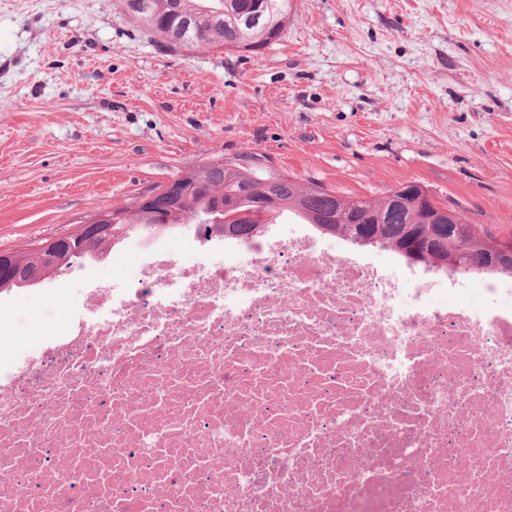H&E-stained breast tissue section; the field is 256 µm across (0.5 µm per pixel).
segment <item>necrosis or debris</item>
<instances>
[{"label": "necrosis or debris", "mask_w": 512, "mask_h": 512, "mask_svg": "<svg viewBox=\"0 0 512 512\" xmlns=\"http://www.w3.org/2000/svg\"><path fill=\"white\" fill-rule=\"evenodd\" d=\"M158 248L0 376L7 512H512V285L308 226Z\"/></svg>", "instance_id": "obj_1"}]
</instances>
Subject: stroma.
I'll return each instance as SVG.
<instances>
[{
	"label": "stroma",
	"instance_id": "1",
	"mask_svg": "<svg viewBox=\"0 0 512 512\" xmlns=\"http://www.w3.org/2000/svg\"><path fill=\"white\" fill-rule=\"evenodd\" d=\"M255 150L344 198L418 182L512 233V0H293L260 55L173 52L123 0H0V251L75 231L211 156ZM165 235L0 295V372L83 283Z\"/></svg>",
	"mask_w": 512,
	"mask_h": 512
}]
</instances>
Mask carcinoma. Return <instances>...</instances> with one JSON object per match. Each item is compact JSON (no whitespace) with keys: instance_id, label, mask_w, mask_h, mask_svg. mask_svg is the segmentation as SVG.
Returning a JSON list of instances; mask_svg holds the SVG:
<instances>
[{"instance_id":"carcinoma-1","label":"carcinoma","mask_w":512,"mask_h":512,"mask_svg":"<svg viewBox=\"0 0 512 512\" xmlns=\"http://www.w3.org/2000/svg\"><path fill=\"white\" fill-rule=\"evenodd\" d=\"M156 20L146 30L164 39L174 51L197 45L257 54L279 40L287 26L290 0H257L258 20L239 16L235 0H150ZM183 13L203 25L199 42L171 37L170 18ZM264 155L243 151L224 157L203 172L192 168L183 173L190 191L177 204L148 216L132 208L129 220L112 227V236L95 240L90 248H113L132 235L164 234L179 229L192 218L207 217L220 205L224 215L245 212L256 215L240 224L224 225V237L254 236L269 223H259L266 213L289 212L320 234L335 237L359 248L390 250L413 265L437 271L472 273L512 278V255L492 254L498 237L483 224H472L457 211V224H425L421 211L397 207L389 198L344 200L335 191L311 190L313 181L298 178L263 162ZM512 243V238L502 239Z\"/></svg>"}]
</instances>
